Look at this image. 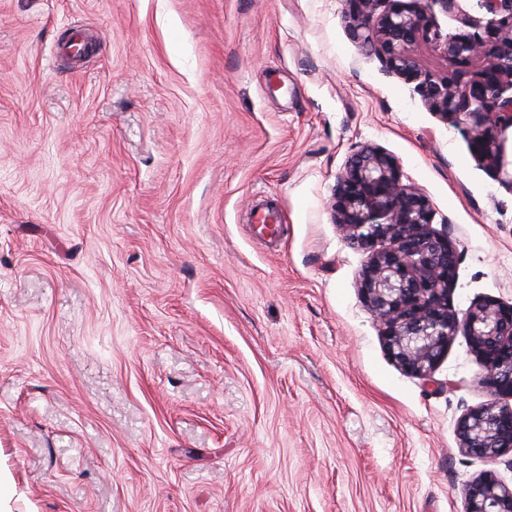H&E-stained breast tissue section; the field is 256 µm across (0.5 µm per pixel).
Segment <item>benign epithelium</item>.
I'll return each mask as SVG.
<instances>
[{
  "mask_svg": "<svg viewBox=\"0 0 512 512\" xmlns=\"http://www.w3.org/2000/svg\"><path fill=\"white\" fill-rule=\"evenodd\" d=\"M351 38L379 55L445 120L472 121L471 146L500 173V133L512 128V0H481L480 26L461 13L465 31L441 37L426 9H381L384 0H343ZM442 43L451 62L486 64L467 78L436 79L418 70L415 57ZM348 245L367 254L360 276L365 306L380 327L386 350L409 376L430 381L452 339L468 338L487 401L465 410L457 423L461 452L479 458L512 455V303L487 299L458 312L449 292L459 255L448 233L432 227L430 200L403 182L398 160L364 147L337 176L331 205ZM465 512H512V485L494 473L463 489Z\"/></svg>",
  "mask_w": 512,
  "mask_h": 512,
  "instance_id": "7a95c632",
  "label": "benign epithelium"
}]
</instances>
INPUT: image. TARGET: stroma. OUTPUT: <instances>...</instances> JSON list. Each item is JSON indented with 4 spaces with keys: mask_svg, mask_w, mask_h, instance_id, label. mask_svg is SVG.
<instances>
[{
    "mask_svg": "<svg viewBox=\"0 0 512 512\" xmlns=\"http://www.w3.org/2000/svg\"><path fill=\"white\" fill-rule=\"evenodd\" d=\"M342 0H0V512H465L483 404L456 336L387 355L334 224L348 158L395 156L512 303V187ZM281 216L258 235L260 202Z\"/></svg>",
    "mask_w": 512,
    "mask_h": 512,
    "instance_id": "35a3bbf8",
    "label": "stroma"
}]
</instances>
